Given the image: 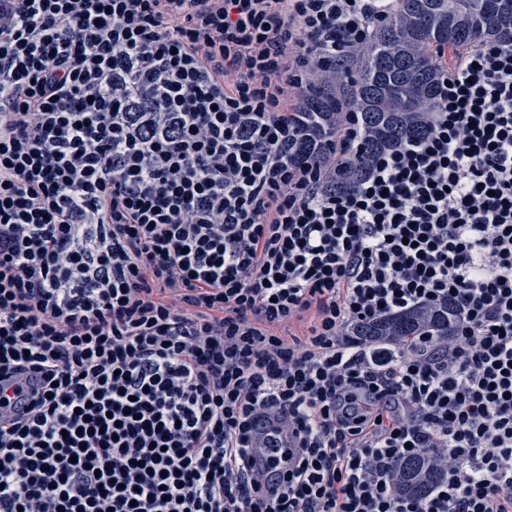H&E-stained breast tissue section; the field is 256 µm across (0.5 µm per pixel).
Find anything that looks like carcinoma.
Masks as SVG:
<instances>
[{"label":"carcinoma","mask_w":512,"mask_h":512,"mask_svg":"<svg viewBox=\"0 0 512 512\" xmlns=\"http://www.w3.org/2000/svg\"><path fill=\"white\" fill-rule=\"evenodd\" d=\"M512 42V0H395L387 23L346 50L336 71L325 72L297 102L300 138L292 155L327 163L336 187L349 189L364 176L370 158L422 135L441 70L431 52L479 41ZM357 120L358 145L335 141L348 117ZM454 311L415 309L387 320L348 328L380 344L432 329L450 335ZM443 478L433 459L407 463L397 476L401 493L420 495Z\"/></svg>","instance_id":"cac0c4a2"}]
</instances>
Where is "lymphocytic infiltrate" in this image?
<instances>
[{
  "instance_id": "1",
  "label": "lymphocytic infiltrate",
  "mask_w": 512,
  "mask_h": 512,
  "mask_svg": "<svg viewBox=\"0 0 512 512\" xmlns=\"http://www.w3.org/2000/svg\"><path fill=\"white\" fill-rule=\"evenodd\" d=\"M390 3L0 6V512H512V45L439 49L350 191L288 156ZM456 326L454 311L445 306L436 309H415L387 320L364 325H352L348 328L350 336H364L369 342L380 344L390 342L399 336L415 335L421 330L431 328L438 336L450 335ZM444 474L429 456H423L407 463L397 476L401 493L420 495L430 485L440 481Z\"/></svg>"
}]
</instances>
